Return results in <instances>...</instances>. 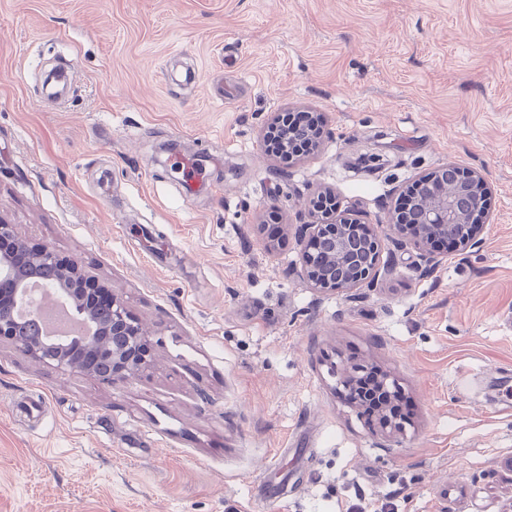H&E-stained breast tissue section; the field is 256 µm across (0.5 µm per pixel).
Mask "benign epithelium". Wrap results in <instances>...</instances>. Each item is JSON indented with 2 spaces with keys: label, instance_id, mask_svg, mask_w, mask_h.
Masks as SVG:
<instances>
[{
  "label": "benign epithelium",
  "instance_id": "1",
  "mask_svg": "<svg viewBox=\"0 0 512 512\" xmlns=\"http://www.w3.org/2000/svg\"><path fill=\"white\" fill-rule=\"evenodd\" d=\"M311 117L309 123H292L290 113L277 112L267 124V131L278 134L282 150L286 152L296 141L321 138L323 116L313 112ZM411 193L408 208L391 218V227L400 235L409 233L414 237L426 267L431 268L442 261L433 250L439 243L456 247L461 256L483 247L482 225L474 222L490 194L489 181L482 172L459 167L457 179L450 187L448 166H440L419 178ZM335 206L336 198L328 191L319 193L313 200L317 222L302 226V272L317 290L348 298L354 289L365 283L371 285L380 276L390 274L392 267L380 265L379 225L363 224L356 218L331 223L328 211ZM21 249L25 259L32 263L60 261L52 248L28 244L16 236L11 225L0 221V339L11 341L22 351L58 369L97 375L89 361L96 357L98 350L89 346L88 338L83 335L74 337L71 344L60 345L52 356L44 355L40 345L19 337L18 322L12 309L26 291L25 283L13 276L14 262ZM64 270L68 287L60 289V293L76 305V315L83 319L90 331H98L91 319L97 305L96 280L84 273L76 259L65 262ZM110 305L112 322L108 331L122 344L112 350V371L101 378L109 383L124 382L150 368L153 357L145 329L130 316L124 303L113 296ZM390 377L391 373L374 367H354L345 375L343 384L353 394L366 383L370 394L389 399L375 414L374 426L382 436L395 438L403 434L405 427L389 412L392 402L399 397L398 387Z\"/></svg>",
  "mask_w": 512,
  "mask_h": 512
}]
</instances>
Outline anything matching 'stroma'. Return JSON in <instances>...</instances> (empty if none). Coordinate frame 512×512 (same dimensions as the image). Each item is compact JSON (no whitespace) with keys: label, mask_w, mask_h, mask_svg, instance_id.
<instances>
[{"label":"stroma","mask_w":512,"mask_h":512,"mask_svg":"<svg viewBox=\"0 0 512 512\" xmlns=\"http://www.w3.org/2000/svg\"><path fill=\"white\" fill-rule=\"evenodd\" d=\"M304 108L283 163L263 127ZM448 163L487 173L482 250L424 275L385 230L356 298L302 277L319 191L383 223ZM0 219L156 355L110 384L0 341V512H512V0H0ZM354 358L403 436L337 392ZM293 113L294 112H276L271 118V121L267 124V130L264 134V141L266 142L267 134L272 130H275V133H277L279 137L274 135L273 140L270 142V148L274 147V150H277L280 147L281 142L282 150L285 155L288 154V148H290L296 141L298 142L292 149L295 154L311 151V141L306 138L315 137L316 140H318L323 134L324 119L320 113L310 112L311 117L313 118L311 123H308L307 121L292 123L290 122V115ZM386 372L368 366L354 367L345 375L343 384L350 391L351 395L353 394L355 402L365 409L366 401L361 399L363 396L359 393L358 396H360V398L354 393L360 385L366 383L367 379L370 381L367 387V390H371L369 395H375V397L383 395V397L390 400L389 403L380 406L378 413L375 414L376 423H374L373 426H375L385 438H396L403 434L405 427L396 422L395 418L392 417L389 412L392 402L399 397V390L395 382L393 380L390 381V377H394L390 372Z\"/></svg>","instance_id":"35a3bbf8"}]
</instances>
